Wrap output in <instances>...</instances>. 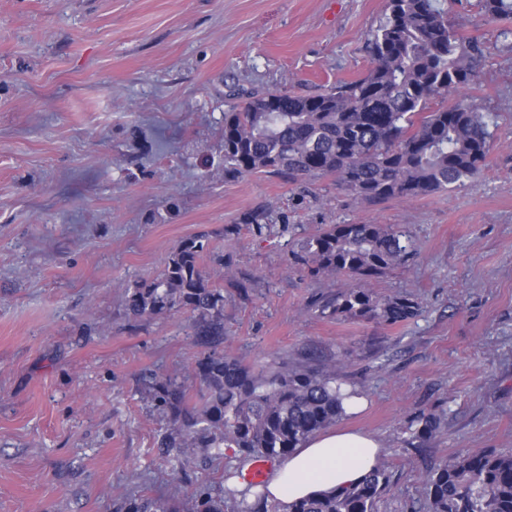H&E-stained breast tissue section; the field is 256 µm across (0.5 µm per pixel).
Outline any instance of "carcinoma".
Here are the masks:
<instances>
[{
  "mask_svg": "<svg viewBox=\"0 0 512 512\" xmlns=\"http://www.w3.org/2000/svg\"><path fill=\"white\" fill-rule=\"evenodd\" d=\"M492 21L512 19V0H478ZM371 67L359 79L315 95L253 89L228 97L244 100L224 113V175H286L295 181L334 178L356 200L378 204L452 192L470 185L485 165L491 134L483 113L461 100L477 86L487 49L479 35H465L445 0H388L385 19L367 39ZM451 105L429 110L437 99ZM205 243L183 241L163 272L127 291L135 317L186 310L196 335L224 340V289L201 265ZM412 255L405 233L389 224H331L294 254L315 275L349 278L345 289L316 305L319 315L397 325L419 313L407 297L379 296L370 282L402 266ZM189 374L202 391L189 404L175 379L157 376L154 398L179 425L163 441L180 449L242 448L265 458L284 457L334 425L356 391L345 388L341 361L282 369L248 366L212 350ZM414 439L430 440L440 429L433 415L410 424ZM388 487L378 467L342 491L296 500L286 512H376ZM426 512H512V453L485 450L451 457L425 477ZM128 512H174L163 502L140 498ZM184 512H224V500L191 499Z\"/></svg>",
  "mask_w": 512,
  "mask_h": 512,
  "instance_id": "carcinoma-1",
  "label": "carcinoma"
}]
</instances>
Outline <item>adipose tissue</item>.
Segmentation results:
<instances>
[{"mask_svg":"<svg viewBox=\"0 0 512 512\" xmlns=\"http://www.w3.org/2000/svg\"><path fill=\"white\" fill-rule=\"evenodd\" d=\"M379 443L371 435L327 432L281 458L263 490L268 501L290 502L361 481L378 465Z\"/></svg>","mask_w":512,"mask_h":512,"instance_id":"ef3b65f1","label":"adipose tissue"}]
</instances>
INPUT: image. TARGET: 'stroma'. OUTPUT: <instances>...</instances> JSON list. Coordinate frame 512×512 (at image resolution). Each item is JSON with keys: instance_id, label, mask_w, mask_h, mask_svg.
I'll return each mask as SVG.
<instances>
[{"instance_id": "1", "label": "stroma", "mask_w": 512, "mask_h": 512, "mask_svg": "<svg viewBox=\"0 0 512 512\" xmlns=\"http://www.w3.org/2000/svg\"><path fill=\"white\" fill-rule=\"evenodd\" d=\"M387 0H0V512H126L154 498L224 500L247 453L195 449L173 475L178 426L153 377L201 384L190 313L136 317L128 285L203 237L223 270L224 341L247 365L343 360L358 406L338 421L382 446L377 512H420L426 472L512 450V52L489 42L471 101L494 146L467 188L365 205L325 177L224 174L228 86L318 94L366 74ZM267 211L266 223H245ZM404 225L413 257L371 282L418 303L399 325L319 316L344 289L293 260L326 225ZM441 419L423 444L402 431Z\"/></svg>"}]
</instances>
